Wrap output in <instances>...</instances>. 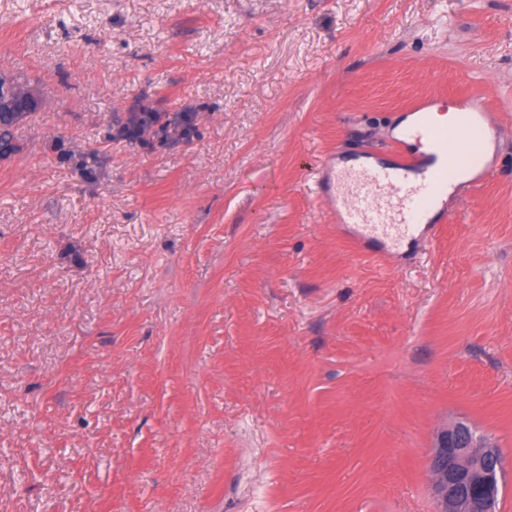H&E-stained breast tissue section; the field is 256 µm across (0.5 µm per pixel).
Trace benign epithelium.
I'll list each match as a JSON object with an SVG mask.
<instances>
[{
	"label": "benign epithelium",
	"mask_w": 512,
	"mask_h": 512,
	"mask_svg": "<svg viewBox=\"0 0 512 512\" xmlns=\"http://www.w3.org/2000/svg\"><path fill=\"white\" fill-rule=\"evenodd\" d=\"M0 87L10 91L0 106L23 112L19 101L40 103L33 87L13 86L8 77ZM503 456L499 446L467 421L441 431L432 446L428 471L437 512H498Z\"/></svg>",
	"instance_id": "benign-epithelium-1"
}]
</instances>
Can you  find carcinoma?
Masks as SVG:
<instances>
[{
    "instance_id": "1",
    "label": "carcinoma",
    "mask_w": 512,
    "mask_h": 512,
    "mask_svg": "<svg viewBox=\"0 0 512 512\" xmlns=\"http://www.w3.org/2000/svg\"><path fill=\"white\" fill-rule=\"evenodd\" d=\"M23 115L29 117L31 113L0 109V160L22 152L24 145L19 131L24 127L20 121ZM197 115L196 111L171 115L159 108L140 104L126 121L116 124L115 133H107V139L124 140L150 151L165 149L180 141L188 142L195 136ZM51 148L59 163L72 166L88 181L96 180L100 160L95 153L72 150L61 138L54 139Z\"/></svg>"
}]
</instances>
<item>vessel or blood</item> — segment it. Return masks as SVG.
Returning <instances> with one entry per match:
<instances>
[{
    "label": "vessel or blood",
    "mask_w": 512,
    "mask_h": 512,
    "mask_svg": "<svg viewBox=\"0 0 512 512\" xmlns=\"http://www.w3.org/2000/svg\"><path fill=\"white\" fill-rule=\"evenodd\" d=\"M463 106L455 126L443 127L424 115L411 128V137L427 140L434 153H399L385 166L330 174L339 188L333 204L342 223L353 225L354 246L376 243L382 252H392L411 236L421 210L454 187L463 169L479 165L480 141L494 129L480 99L464 100Z\"/></svg>",
    "instance_id": "obj_1"
}]
</instances>
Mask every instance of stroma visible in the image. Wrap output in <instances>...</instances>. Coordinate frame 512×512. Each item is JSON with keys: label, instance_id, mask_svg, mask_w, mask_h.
<instances>
[{"label": "stroma", "instance_id": "35a3bbf8", "mask_svg": "<svg viewBox=\"0 0 512 512\" xmlns=\"http://www.w3.org/2000/svg\"><path fill=\"white\" fill-rule=\"evenodd\" d=\"M0 70L46 101L0 161V512H436L459 420L512 512V0H0ZM143 95L191 141L108 140ZM467 96L483 178L354 250L318 163ZM51 148L60 164L70 165L80 171L87 181L96 180L100 160L94 152L85 153L72 150L61 138L54 139Z\"/></svg>", "mask_w": 512, "mask_h": 512}]
</instances>
